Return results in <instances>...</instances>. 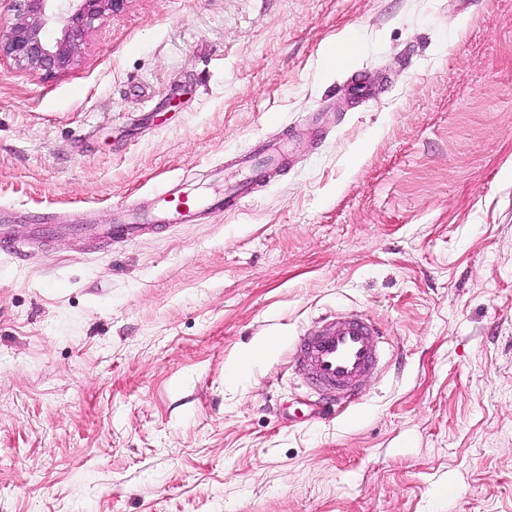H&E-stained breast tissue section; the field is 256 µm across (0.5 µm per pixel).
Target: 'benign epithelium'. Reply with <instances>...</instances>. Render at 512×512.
<instances>
[{
    "label": "benign epithelium",
    "instance_id": "benign-epithelium-1",
    "mask_svg": "<svg viewBox=\"0 0 512 512\" xmlns=\"http://www.w3.org/2000/svg\"><path fill=\"white\" fill-rule=\"evenodd\" d=\"M126 2L13 0V19L0 22V61L45 77L61 75L76 64L92 25Z\"/></svg>",
    "mask_w": 512,
    "mask_h": 512
}]
</instances>
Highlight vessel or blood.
Here are the masks:
<instances>
[{"label":"vessel or blood","mask_w":512,"mask_h":512,"mask_svg":"<svg viewBox=\"0 0 512 512\" xmlns=\"http://www.w3.org/2000/svg\"><path fill=\"white\" fill-rule=\"evenodd\" d=\"M264 153L271 163H286L283 146L265 145L245 149L235 160L237 179L225 182L222 193L208 203L189 197L179 183H170L159 196L156 211L139 222L87 227L89 236L120 244L140 237L146 227H175L195 222L202 206L238 211L251 195L263 171L254 164L256 153ZM385 334L381 327L356 312H337L322 318L300 336L290 357L294 373L303 376L310 388L333 402L337 410L360 404L359 386L381 361Z\"/></svg>","instance_id":"obj_1"}]
</instances>
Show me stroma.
<instances>
[{
  "mask_svg": "<svg viewBox=\"0 0 512 512\" xmlns=\"http://www.w3.org/2000/svg\"><path fill=\"white\" fill-rule=\"evenodd\" d=\"M287 128L239 213L84 236ZM0 227V512H512V0H128L0 63ZM335 310L389 351L328 419ZM384 339L381 327L369 318L336 312L296 340L290 368L340 412L361 403L360 383L378 367Z\"/></svg>",
  "mask_w": 512,
  "mask_h": 512,
  "instance_id": "stroma-1",
  "label": "stroma"
}]
</instances>
